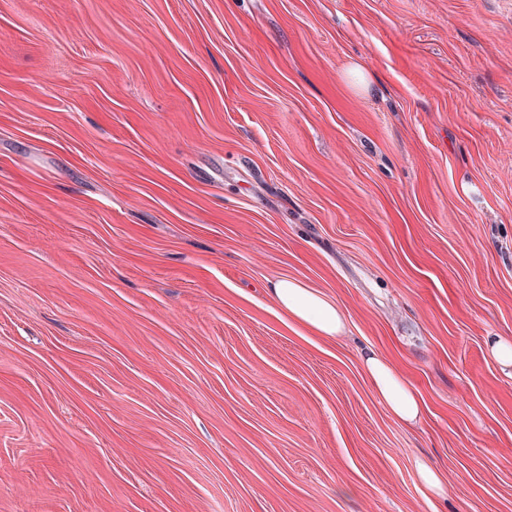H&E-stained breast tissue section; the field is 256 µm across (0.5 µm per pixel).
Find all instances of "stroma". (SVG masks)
Returning a JSON list of instances; mask_svg holds the SVG:
<instances>
[{
    "mask_svg": "<svg viewBox=\"0 0 512 512\" xmlns=\"http://www.w3.org/2000/svg\"><path fill=\"white\" fill-rule=\"evenodd\" d=\"M494 336L512 0H0V512H512ZM272 301L288 317L310 327L320 336L333 337L344 328L336 301L292 278H280L270 288ZM363 361L378 397L394 420L405 425H417L422 421L425 406L412 386L375 352L363 354Z\"/></svg>",
    "mask_w": 512,
    "mask_h": 512,
    "instance_id": "1",
    "label": "stroma"
}]
</instances>
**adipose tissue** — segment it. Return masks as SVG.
<instances>
[{"label":"adipose tissue","mask_w":512,"mask_h":512,"mask_svg":"<svg viewBox=\"0 0 512 512\" xmlns=\"http://www.w3.org/2000/svg\"><path fill=\"white\" fill-rule=\"evenodd\" d=\"M270 295L282 312L318 335L332 337L344 328L343 313L336 301L301 281L288 277L278 279L273 282ZM363 361L378 397L394 420L405 425L422 421L425 406L412 386L375 352L365 353Z\"/></svg>","instance_id":"ef3b65f1"}]
</instances>
